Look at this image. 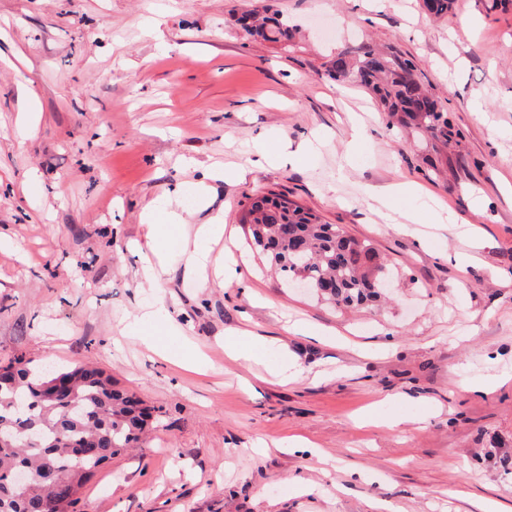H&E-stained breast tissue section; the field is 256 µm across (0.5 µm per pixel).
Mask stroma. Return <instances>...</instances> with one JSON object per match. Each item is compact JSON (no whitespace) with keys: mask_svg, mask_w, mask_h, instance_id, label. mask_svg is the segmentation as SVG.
<instances>
[{"mask_svg":"<svg viewBox=\"0 0 512 512\" xmlns=\"http://www.w3.org/2000/svg\"><path fill=\"white\" fill-rule=\"evenodd\" d=\"M265 11L290 42L235 23ZM366 42L414 61L457 142L326 77ZM308 140L298 159L257 150ZM199 181L182 231L220 219L213 251L239 284L197 285L174 250L142 287L143 211ZM400 182L414 194L384 206ZM268 191L371 242L391 299L339 311L270 274L237 222ZM0 237V363L92 362L161 413L81 512H512L495 462L512 455V0L441 17L421 0H0ZM143 305L200 370L122 335ZM239 331L282 345L298 377L229 358Z\"/></svg>","mask_w":512,"mask_h":512,"instance_id":"stroma-1","label":"stroma"}]
</instances>
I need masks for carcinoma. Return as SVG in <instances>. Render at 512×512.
<instances>
[{
  "label": "carcinoma",
  "mask_w": 512,
  "mask_h": 512,
  "mask_svg": "<svg viewBox=\"0 0 512 512\" xmlns=\"http://www.w3.org/2000/svg\"><path fill=\"white\" fill-rule=\"evenodd\" d=\"M249 37L280 42L292 38L288 23L273 13L253 22ZM409 59L383 55L373 45L345 54L337 81L369 90L398 122L448 142L462 137L448 113L438 110L428 88L411 81ZM238 223L248 227L247 245L288 279L300 275L311 290L332 288L322 299L335 309L370 307L386 288V260L370 244L347 236L334 224L270 191L243 205ZM13 372L0 378V512H77L79 490L113 457L142 440L149 409L135 395L116 387L111 376L88 365L51 370L24 357L9 360ZM68 386L59 393L44 388L51 377Z\"/></svg>",
  "instance_id": "cac0c4a2"
}]
</instances>
